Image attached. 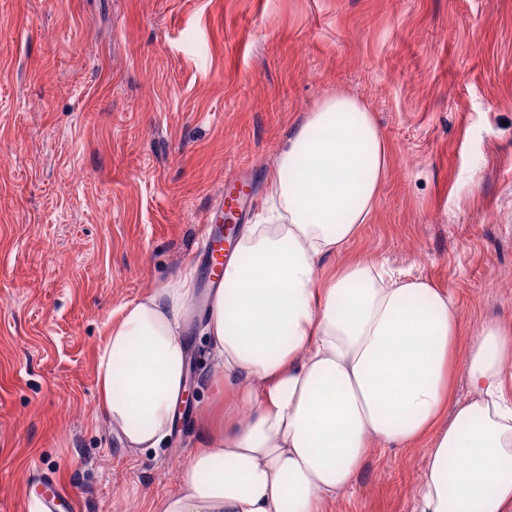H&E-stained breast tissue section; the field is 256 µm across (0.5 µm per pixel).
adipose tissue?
<instances>
[{"mask_svg": "<svg viewBox=\"0 0 512 512\" xmlns=\"http://www.w3.org/2000/svg\"><path fill=\"white\" fill-rule=\"evenodd\" d=\"M389 170L369 104L339 93L294 127L244 225L204 333L216 371L200 447L150 512H327L377 444L429 440L413 512H512V326L457 358L447 289L343 253ZM188 276L120 306L96 358L99 408L125 446H167L187 389ZM471 394L452 400L456 372Z\"/></svg>", "mask_w": 512, "mask_h": 512, "instance_id": "1", "label": "adipose tissue"}]
</instances>
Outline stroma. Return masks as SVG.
I'll return each mask as SVG.
<instances>
[{
  "label": "stroma",
  "instance_id": "stroma-1",
  "mask_svg": "<svg viewBox=\"0 0 512 512\" xmlns=\"http://www.w3.org/2000/svg\"><path fill=\"white\" fill-rule=\"evenodd\" d=\"M366 100L390 147L347 255L447 288L460 350L512 324V0H0V512L33 472L79 512H148L200 445L205 218L266 175L325 97ZM190 273L193 400L133 451L97 405L113 310ZM427 445L376 449L332 512H412Z\"/></svg>",
  "mask_w": 512,
  "mask_h": 512
}]
</instances>
